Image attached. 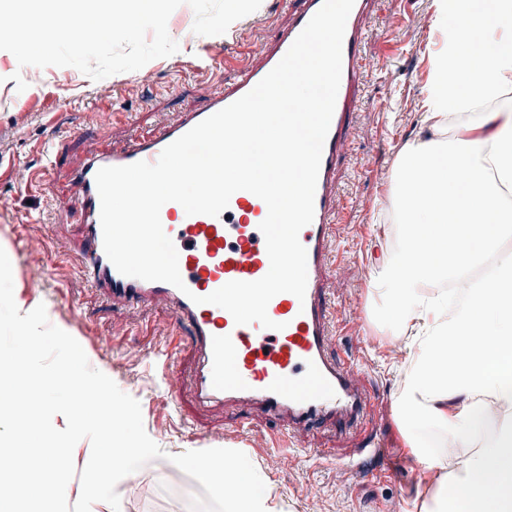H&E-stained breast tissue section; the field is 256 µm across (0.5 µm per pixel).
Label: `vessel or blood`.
Listing matches in <instances>:
<instances>
[{"instance_id": "vessel-or-blood-1", "label": "vessel or blood", "mask_w": 512, "mask_h": 512, "mask_svg": "<svg viewBox=\"0 0 512 512\" xmlns=\"http://www.w3.org/2000/svg\"><path fill=\"white\" fill-rule=\"evenodd\" d=\"M374 0H354L342 46V75L326 137L314 198V218L299 233L307 251L308 282L304 298L281 293L267 313L282 330L259 323L238 326L231 314L212 304L194 303L230 281H255L269 270L265 240L259 230L266 203L256 195L235 192L220 216L187 215L176 202L163 205L160 219L178 250L184 289L120 274L103 249L100 201L95 175L100 168L138 161L155 162L162 150L202 120L250 91L282 59L319 10L323 0H287L288 26L258 67L241 68L233 82L210 94L195 111L161 127L131 147L88 153L73 173L84 214L82 269L107 300L115 304L167 306L176 326H188L196 362L190 380L199 406L227 401L257 406L289 427H348L361 417L364 392L353 364L329 351L335 317L327 301L326 276L333 262L327 242L336 213V172L349 151L353 117L359 106L363 70V23Z\"/></svg>"}]
</instances>
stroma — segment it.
<instances>
[{
    "label": "stroma",
    "instance_id": "stroma-1",
    "mask_svg": "<svg viewBox=\"0 0 512 512\" xmlns=\"http://www.w3.org/2000/svg\"><path fill=\"white\" fill-rule=\"evenodd\" d=\"M436 0H376L365 22L361 103L351 151L338 171L339 204L327 279L337 351L359 371L366 407L357 425L290 431L293 451L271 448L278 431L260 410L228 404L197 411L189 391L194 352L161 305L112 304L81 273L82 222L71 171L88 150L108 152L147 137L200 106L240 68L258 65L288 22L278 0L235 21L225 34L191 37L189 5L170 16L176 54L94 81L73 67H19L0 50V248L13 270L20 312L45 305L49 322L72 335L90 365L141 406L144 428L163 450L127 486L121 512H188L199 482L166 455L214 447L248 451L276 512H421L448 472L446 456L425 469L409 445L397 406L412 351L395 336L374 283L402 226L386 210L393 173L424 133ZM27 87L17 91L13 74ZM76 138L60 140L69 129ZM59 144L49 185L38 183L43 149ZM175 361L160 375V351ZM381 448V475L347 469L368 444Z\"/></svg>",
    "mask_w": 512,
    "mask_h": 512
}]
</instances>
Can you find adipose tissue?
<instances>
[{
  "mask_svg": "<svg viewBox=\"0 0 512 512\" xmlns=\"http://www.w3.org/2000/svg\"><path fill=\"white\" fill-rule=\"evenodd\" d=\"M442 45L431 59L429 133L396 169L402 245L375 280L393 328L414 325L412 366L398 399L420 462L437 428L454 466L424 512H512V0H437ZM463 113L454 138L436 131ZM498 261L482 280L470 270ZM462 285L455 298L432 283Z\"/></svg>",
  "mask_w": 512,
  "mask_h": 512,
  "instance_id": "adipose-tissue-1",
  "label": "adipose tissue"
}]
</instances>
